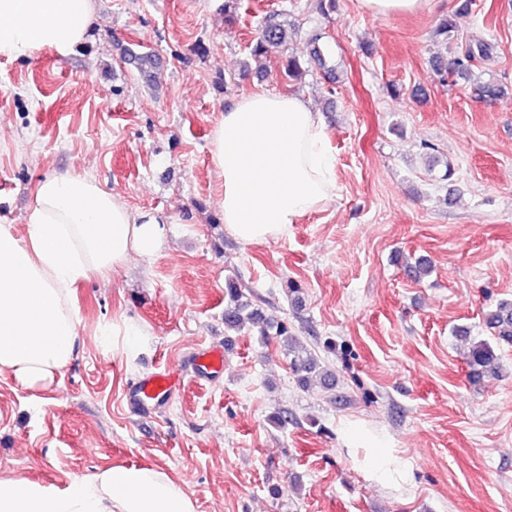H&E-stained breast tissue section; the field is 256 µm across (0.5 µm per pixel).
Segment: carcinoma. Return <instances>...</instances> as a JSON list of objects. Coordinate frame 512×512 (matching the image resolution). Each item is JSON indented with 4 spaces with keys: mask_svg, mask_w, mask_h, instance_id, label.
<instances>
[{
    "mask_svg": "<svg viewBox=\"0 0 512 512\" xmlns=\"http://www.w3.org/2000/svg\"><path fill=\"white\" fill-rule=\"evenodd\" d=\"M251 8L252 4L247 0H224L226 24H236L241 17V12ZM288 38V22L282 19V14L269 12L262 19L260 34L250 43L249 55L253 60L258 61L265 57L269 47L284 45L288 42ZM322 40V32L312 31L308 37L309 59L303 61L296 56H288L282 62L280 76L288 83L296 84L307 75L308 65L311 63L322 69L326 75H333V69L327 64ZM490 50V45L485 42L469 43L463 57L456 60L452 75L472 80V62L478 58L489 57ZM124 53L129 63L135 65L144 78L152 76L154 69L160 64V58L152 51L137 53L127 48ZM471 88L477 97L492 101L502 96L507 86L491 79L487 81L477 79L473 80ZM224 298L226 299L224 326L227 330L239 333L248 324H263L264 328L275 331V335L282 336L287 341L289 364L301 385L306 386L315 379L324 386L333 385L335 380L333 373L321 365L314 350L296 343L293 336L289 334L288 323L263 317L259 309L244 299L240 288L232 280L226 283ZM484 324L490 333V338L472 342L466 356L468 379L472 384L479 383L490 372L499 377L502 376L496 350L503 345H512V299L499 300L495 307L485 313Z\"/></svg>",
    "mask_w": 512,
    "mask_h": 512,
    "instance_id": "carcinoma-1",
    "label": "carcinoma"
}]
</instances>
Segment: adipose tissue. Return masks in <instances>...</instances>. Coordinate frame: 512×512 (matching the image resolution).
I'll list each match as a JSON object with an SVG mask.
<instances>
[{"label":"adipose tissue","mask_w":512,"mask_h":512,"mask_svg":"<svg viewBox=\"0 0 512 512\" xmlns=\"http://www.w3.org/2000/svg\"><path fill=\"white\" fill-rule=\"evenodd\" d=\"M94 18V0H0V58L46 49L69 57L88 41ZM210 161L225 227L247 244L287 236L334 196L324 123L297 94L257 92L226 106ZM165 239L163 217L132 213L92 174L40 180L25 236L0 225V375L32 387L52 383L85 344L77 285L108 277L133 256L153 261ZM149 336L144 325L112 321L95 340L131 362ZM341 440L370 481L412 488V469L386 434L347 423ZM0 512H196V505L161 470L111 464L63 487L0 476Z\"/></svg>","instance_id":"adipose-tissue-1"}]
</instances>
